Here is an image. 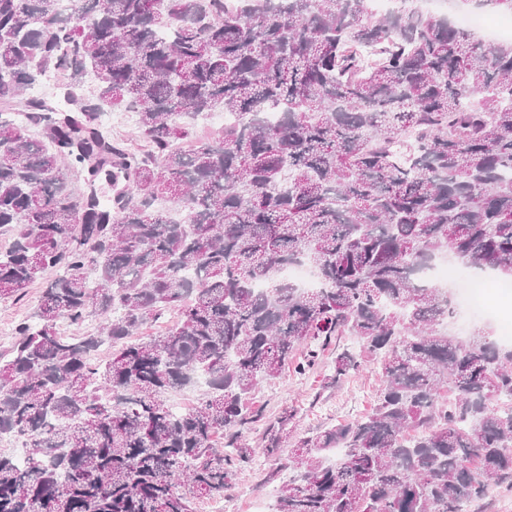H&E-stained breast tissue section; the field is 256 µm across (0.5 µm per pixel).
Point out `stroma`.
<instances>
[{
    "label": "stroma",
    "instance_id": "obj_1",
    "mask_svg": "<svg viewBox=\"0 0 512 512\" xmlns=\"http://www.w3.org/2000/svg\"><path fill=\"white\" fill-rule=\"evenodd\" d=\"M350 336H341L321 352L316 364L305 374L285 368L281 375L263 383L254 395V407L260 419L242 430L240 440L247 444L252 463L238 471L232 488L224 493V512H254L267 496L276 495L288 478L284 457L265 455V430L276 424L284 410L293 418L282 431L286 447L300 437L338 422L360 418L376 403L380 386L379 368L370 360L340 381H332V364L337 351L356 350Z\"/></svg>",
    "mask_w": 512,
    "mask_h": 512
}]
</instances>
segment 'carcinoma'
<instances>
[{
  "mask_svg": "<svg viewBox=\"0 0 512 512\" xmlns=\"http://www.w3.org/2000/svg\"><path fill=\"white\" fill-rule=\"evenodd\" d=\"M239 2L0 0V300L43 280L0 351V435L28 448L0 449V512H194L179 480L223 497L251 451L216 438L298 346L303 374L345 334L360 353L331 379L378 358L377 403L296 442L275 512H460L512 489V348L451 334L424 279L443 253L512 275V43L368 0ZM52 70L96 93L30 97ZM122 109L142 145L101 129ZM216 111L236 123L195 138ZM65 161L126 189L103 208ZM301 262L322 287L283 279ZM197 372L204 397L173 411Z\"/></svg>",
  "mask_w": 512,
  "mask_h": 512,
  "instance_id": "cac0c4a2",
  "label": "carcinoma"
}]
</instances>
